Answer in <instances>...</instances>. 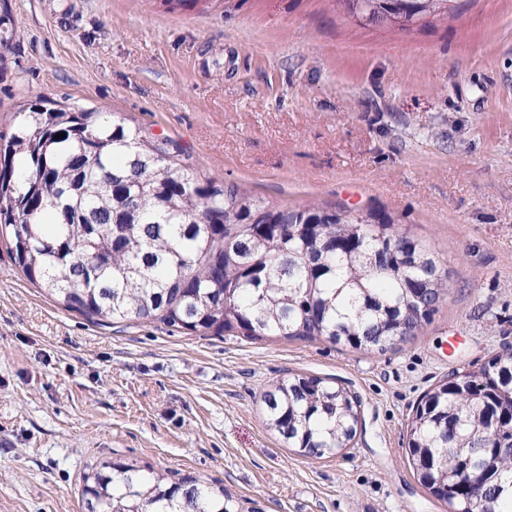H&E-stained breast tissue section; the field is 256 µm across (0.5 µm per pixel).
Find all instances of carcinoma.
I'll return each mask as SVG.
<instances>
[{
    "label": "carcinoma",
    "mask_w": 512,
    "mask_h": 512,
    "mask_svg": "<svg viewBox=\"0 0 512 512\" xmlns=\"http://www.w3.org/2000/svg\"><path fill=\"white\" fill-rule=\"evenodd\" d=\"M403 28L452 0H336ZM38 95L0 147V229L27 279L103 325L159 322L200 336L323 340L381 351L417 335L448 296V269L382 213L269 205L202 181L169 140ZM64 132L66 136L56 138ZM268 426L321 458L349 447L360 401L294 375L264 394ZM408 454L448 512H512V349L453 372L419 400ZM86 512H243L190 474L104 464L85 475Z\"/></svg>",
    "instance_id": "carcinoma-1"
}]
</instances>
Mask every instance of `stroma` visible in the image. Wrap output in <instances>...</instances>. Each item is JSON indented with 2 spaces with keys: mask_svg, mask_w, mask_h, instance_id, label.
I'll return each instance as SVG.
<instances>
[{
  "mask_svg": "<svg viewBox=\"0 0 512 512\" xmlns=\"http://www.w3.org/2000/svg\"><path fill=\"white\" fill-rule=\"evenodd\" d=\"M367 26L332 0H0V137L36 94L170 139L270 205L390 215L448 298L396 348L92 323L0 241V512H81L103 463L220 482L263 512H448L408 460L421 396L512 347V0ZM296 374L361 400L349 448L285 447L263 394Z\"/></svg>",
  "mask_w": 512,
  "mask_h": 512,
  "instance_id": "35a3bbf8",
  "label": "stroma"
}]
</instances>
